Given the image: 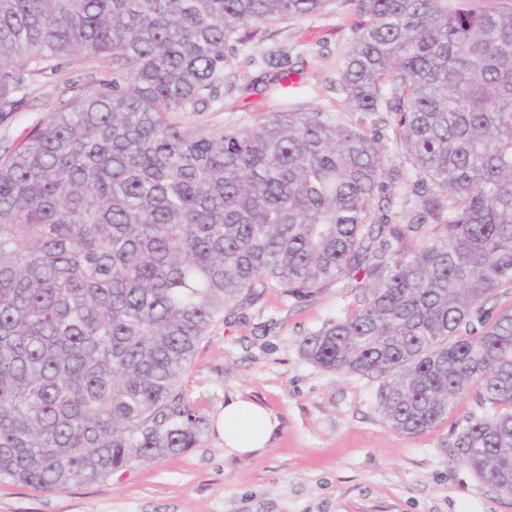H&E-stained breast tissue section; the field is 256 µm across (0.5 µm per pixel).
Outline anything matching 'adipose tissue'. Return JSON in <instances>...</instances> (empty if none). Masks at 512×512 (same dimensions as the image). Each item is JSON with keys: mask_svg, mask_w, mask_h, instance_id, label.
Returning <instances> with one entry per match:
<instances>
[{"mask_svg": "<svg viewBox=\"0 0 512 512\" xmlns=\"http://www.w3.org/2000/svg\"><path fill=\"white\" fill-rule=\"evenodd\" d=\"M224 444L228 451L247 454L266 447L273 427L270 414L245 400L224 407Z\"/></svg>", "mask_w": 512, "mask_h": 512, "instance_id": "1", "label": "adipose tissue"}]
</instances>
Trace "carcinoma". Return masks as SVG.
<instances>
[{
    "label": "carcinoma",
    "mask_w": 512,
    "mask_h": 512,
    "mask_svg": "<svg viewBox=\"0 0 512 512\" xmlns=\"http://www.w3.org/2000/svg\"><path fill=\"white\" fill-rule=\"evenodd\" d=\"M363 17L346 105L394 102L421 207L373 223L381 147L319 112L246 130L174 120L216 91L228 42L335 0H0V100L28 67L105 61L112 81L0 156V478L64 491L193 448L178 389L199 341L274 283L364 272L360 306L301 340L382 380L421 434L475 382L455 456L512 496V9L346 0Z\"/></svg>",
    "instance_id": "1"
}]
</instances>
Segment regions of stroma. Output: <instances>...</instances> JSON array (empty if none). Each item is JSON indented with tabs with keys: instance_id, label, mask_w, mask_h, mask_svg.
<instances>
[{
	"instance_id": "stroma-1",
	"label": "stroma",
	"mask_w": 512,
	"mask_h": 512,
	"mask_svg": "<svg viewBox=\"0 0 512 512\" xmlns=\"http://www.w3.org/2000/svg\"><path fill=\"white\" fill-rule=\"evenodd\" d=\"M361 22L353 5L268 26L225 50L224 78L208 110L178 112L186 130H245L282 108L320 112L379 137L390 177L377 198L379 224H405L419 198L405 178L410 158L397 137V112L348 109L337 79ZM300 82L288 94L281 71ZM112 78L107 63L70 57L23 74L11 104H0V154L70 100ZM358 306L349 281L295 298L278 286L216 323L198 344L180 389L205 420L196 447L116 470L106 479L50 492L0 479V512H512L457 460L450 444L467 416L482 413L478 388L459 398L436 427L397 433L378 406L380 380L337 375L308 362L301 340ZM241 397L277 425L262 452L224 451L220 418Z\"/></svg>"
}]
</instances>
